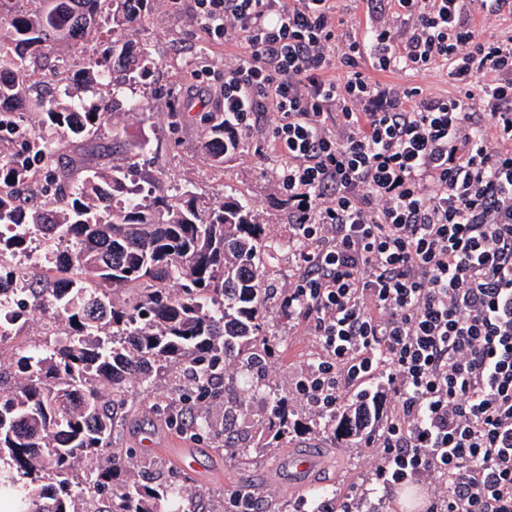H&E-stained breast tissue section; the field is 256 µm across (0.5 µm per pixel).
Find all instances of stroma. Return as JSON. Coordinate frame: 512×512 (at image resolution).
Returning <instances> with one entry per match:
<instances>
[{"instance_id": "1", "label": "stroma", "mask_w": 512, "mask_h": 512, "mask_svg": "<svg viewBox=\"0 0 512 512\" xmlns=\"http://www.w3.org/2000/svg\"><path fill=\"white\" fill-rule=\"evenodd\" d=\"M137 41L146 43L157 66L137 84L135 95L144 101L146 111L122 115L117 129H103L94 145L85 152L84 165L106 168L123 163L125 145L147 143L146 153L136 158L137 169L143 179L160 176L156 190L162 194L180 197L184 191L210 197L221 193L247 200L260 217L269 236L287 240L288 206L275 181V170L280 158L262 146L260 138H244L237 150L225 155L223 164L210 161L205 149L208 115L224 109L219 86L224 79V65L231 59L230 49L223 40L207 37L195 18L193 0H155L151 10L135 23ZM112 55V38L93 32L80 39L61 42L41 57L35 74L39 86L54 93H62L65 85L53 72L61 57H83L108 60ZM176 87L182 96L191 97L189 114L174 120L165 99L155 97L159 88ZM120 139L124 147L113 150V139ZM295 269L291 250H282L269 261L266 281L273 293L264 315L275 328V353L263 365V374L270 386L286 395L292 410L308 416L309 406L297 399L295 386L307 363L319 354L314 336L298 326L280 306V293L287 288ZM253 374L231 370L225 377L223 399H235L242 405V413L233 423L236 432L245 431L250 442H257L258 423L266 420L268 404L265 394L254 391ZM179 375L170 373L157 385L154 394L141 392L130 386L129 399L136 416L126 424L119 446L130 451L132 468L146 470L148 465L177 466L185 453L194 454L198 465L189 469L184 487L187 493L203 495V512H228L229 492L249 488L258 498L260 507L270 501H295L305 496L307 487L327 488L347 492L359 475L366 473L374 456L373 449L356 443L335 445L331 437L318 429L303 433L288 432L272 440L269 451L254 455L247 463L226 458L220 441L213 437L196 435L179 424L164 422L156 404L170 406L174 414L184 413L179 400ZM223 399L193 406V414L210 419L216 431H223ZM154 434L156 450H148L142 439ZM308 454L318 458L319 466L311 474L308 486H301L289 463L297 456Z\"/></svg>"}]
</instances>
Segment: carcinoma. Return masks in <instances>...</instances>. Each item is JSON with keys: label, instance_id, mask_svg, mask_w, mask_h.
Segmentation results:
<instances>
[{"label": "carcinoma", "instance_id": "1", "mask_svg": "<svg viewBox=\"0 0 512 512\" xmlns=\"http://www.w3.org/2000/svg\"><path fill=\"white\" fill-rule=\"evenodd\" d=\"M152 2L35 0L32 10L0 16V132L13 136L0 137V227L12 225L0 234V252L23 253L38 235L68 244L48 260L52 278L25 280L16 312L52 314L66 341L29 346L16 360L21 379L0 380V492L14 512H84L94 491L107 495L95 512H166L167 502L175 512H200L202 496L185 494L179 481L124 464L115 441L130 412L128 385L150 391L158 375L182 365L199 396L215 398L227 361L255 368L269 357L265 266L284 243L265 235L247 202L193 194L174 201L140 185L132 161L78 176L58 165L62 150L93 143L113 114L142 110L118 94L150 69L147 46L117 38L104 66L59 60L73 81L63 98L30 82L47 43L82 37L103 20L137 18ZM91 81L112 86V98L80 97ZM29 104L40 114L36 131L18 113ZM210 122L206 148L221 164L239 143L224 142V116ZM34 170L43 193L28 203ZM255 389L272 403L269 429L285 434L286 396ZM317 426L356 435L346 410ZM88 459L95 469L81 479L76 466Z\"/></svg>", "mask_w": 512, "mask_h": 512}]
</instances>
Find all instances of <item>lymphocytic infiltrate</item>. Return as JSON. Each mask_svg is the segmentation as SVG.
<instances>
[{"label": "lymphocytic infiltrate", "instance_id": "1", "mask_svg": "<svg viewBox=\"0 0 512 512\" xmlns=\"http://www.w3.org/2000/svg\"><path fill=\"white\" fill-rule=\"evenodd\" d=\"M194 0L233 46L224 130L282 158L281 304L321 353L317 413L378 387L367 476L316 512H384L370 489L433 481L425 512H512V0ZM445 70L437 95L386 74ZM274 112L272 127L261 124ZM356 1V2H354ZM367 2L364 0H343L340 3V8L344 13V18L348 22V28L358 34L364 27L368 16Z\"/></svg>", "mask_w": 512, "mask_h": 512}]
</instances>
